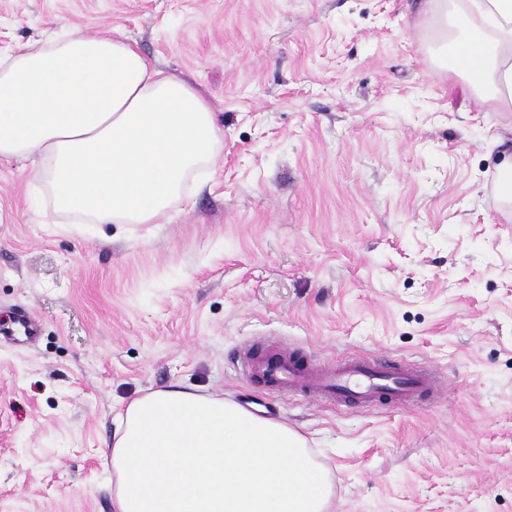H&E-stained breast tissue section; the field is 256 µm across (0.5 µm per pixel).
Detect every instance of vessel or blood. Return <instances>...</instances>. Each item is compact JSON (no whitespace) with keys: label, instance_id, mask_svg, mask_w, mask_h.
<instances>
[{"label":"vessel or blood","instance_id":"obj_1","mask_svg":"<svg viewBox=\"0 0 512 512\" xmlns=\"http://www.w3.org/2000/svg\"><path fill=\"white\" fill-rule=\"evenodd\" d=\"M241 358L250 381L282 395L366 410L386 405L418 406L440 401L445 382L433 366L413 361L391 367L367 355L314 363L297 349L277 342L245 348Z\"/></svg>","mask_w":512,"mask_h":512}]
</instances>
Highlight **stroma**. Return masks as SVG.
I'll list each match as a JSON object with an SVG mask.
<instances>
[{
    "instance_id": "stroma-1",
    "label": "stroma",
    "mask_w": 512,
    "mask_h": 512,
    "mask_svg": "<svg viewBox=\"0 0 512 512\" xmlns=\"http://www.w3.org/2000/svg\"><path fill=\"white\" fill-rule=\"evenodd\" d=\"M422 0H0V55L61 27L136 42L221 118L165 224H76L0 160V512H113L133 399L180 383L307 441L329 512H512V112L438 58ZM433 365L432 408L246 380V346Z\"/></svg>"
}]
</instances>
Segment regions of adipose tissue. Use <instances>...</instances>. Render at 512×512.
I'll return each instance as SVG.
<instances>
[{"instance_id":"1","label":"adipose tissue","mask_w":512,"mask_h":512,"mask_svg":"<svg viewBox=\"0 0 512 512\" xmlns=\"http://www.w3.org/2000/svg\"><path fill=\"white\" fill-rule=\"evenodd\" d=\"M453 71L512 112V0H426ZM223 147L208 98L136 43L78 30L0 58V159L90 224H163ZM109 461L114 512H327L328 474L281 422L182 384L133 400Z\"/></svg>"}]
</instances>
